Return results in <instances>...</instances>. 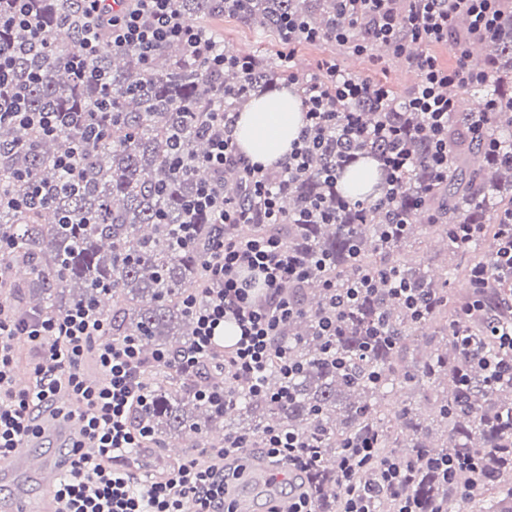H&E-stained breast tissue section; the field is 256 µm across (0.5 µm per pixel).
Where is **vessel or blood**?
<instances>
[{
  "label": "vessel or blood",
  "mask_w": 512,
  "mask_h": 512,
  "mask_svg": "<svg viewBox=\"0 0 512 512\" xmlns=\"http://www.w3.org/2000/svg\"><path fill=\"white\" fill-rule=\"evenodd\" d=\"M41 438L56 441L63 446H71L80 434L76 419H61L51 414L39 418ZM68 460L54 461L39 455L19 453L0 458V474L7 477L18 476L20 471L38 472L46 491L38 502H31L24 494H17L6 503V512H56L55 492Z\"/></svg>",
  "instance_id": "vessel-or-blood-1"
}]
</instances>
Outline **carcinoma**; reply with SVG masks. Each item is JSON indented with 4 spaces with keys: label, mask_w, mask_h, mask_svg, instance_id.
<instances>
[{
    "label": "carcinoma",
    "mask_w": 512,
    "mask_h": 512,
    "mask_svg": "<svg viewBox=\"0 0 512 512\" xmlns=\"http://www.w3.org/2000/svg\"><path fill=\"white\" fill-rule=\"evenodd\" d=\"M11 4L0 0V52L15 54V78L0 83V101L22 95L30 111L64 116L63 128L51 137L25 124L0 123V234L12 245L0 263L27 271V278L5 284L17 299L16 311H58L79 301L98 309L107 298L112 301V342L134 338L154 351H178L194 336V320L183 303L186 286L205 287L204 257L215 236L241 237L238 225L223 227L204 215L193 240L178 241L180 224L187 221L186 201L200 183L212 179L196 167L209 143L206 115L244 106L241 98L224 95L233 85L231 72L206 68L175 41L149 61L132 48L106 46L90 63L105 73V93L97 81L74 73L72 0H32L34 22L52 40L35 56L19 51L30 32L6 24ZM176 7L185 20L201 25L218 48L220 41L209 27L217 16L277 37L289 14L328 33L336 28L335 0H245L241 5L177 0ZM477 44L484 46L493 77L486 98L498 107L478 135L470 130L469 113L448 116L447 175L435 177L430 133L422 128L421 117L399 107L400 98L380 109L342 103L339 112L362 110L373 123L401 128L415 163L394 200L361 209L343 206L336 184L317 174L328 166L318 157L313 173L290 184L288 210L298 212L322 199L335 208L336 223L252 225V233L279 236L304 258L328 257L324 271L288 286L301 313L283 327L281 341L299 371L289 379L274 365L268 372L276 378L274 390L287 388L288 398L278 401L235 389L228 407L217 413L195 397L208 368L193 376L177 371L162 385L158 378L165 368L149 364V395L135 420L151 428L152 446H161L168 431L191 435L194 448L209 444L219 427L247 435L255 444L269 427L296 433L320 449V463L306 476L316 512H336L343 493L337 459L355 440L372 436L378 457L412 463L404 492L423 512L437 503L461 501L464 491L469 501L512 512V382L488 385L484 372L459 351L456 320L471 295L447 290L448 277L468 280L481 267L489 277L490 287L483 292L488 316L509 321L502 301L512 290L497 285L495 252L484 249L482 238L465 245L452 242L450 229L483 224L484 235L493 238L498 214L512 209V162L504 158L512 150V0L503 3L497 31ZM278 77L277 66L254 60L253 84H270ZM89 123L102 134L87 144L72 176L59 168L58 160L73 152ZM483 139L497 141L498 153L482 147ZM34 186L49 189L45 201L23 205ZM395 209L407 227L389 238L384 230ZM421 213L424 224L416 223ZM421 230L446 245L447 262L439 276L422 263L401 260ZM464 253L470 259L462 268L456 260ZM386 266L427 298L422 314H412L379 280L374 294L337 317L336 335H320L318 316L328 308L321 281L333 279L340 286L361 270L377 273ZM380 323L389 341L366 348L364 342ZM423 329L430 330L423 339L433 351L409 360L407 345ZM465 329L488 353L498 352L495 338L483 335V319H472ZM427 383L434 392L430 414L404 403L394 418L381 417L394 390ZM459 453L480 459L483 472L461 474L447 484L426 464L429 458Z\"/></svg>",
    "instance_id": "carcinoma-1"
}]
</instances>
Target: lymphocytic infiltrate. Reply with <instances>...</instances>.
Instances as JSON below:
<instances>
[{"label": "lymphocytic infiltrate", "instance_id": "obj_1", "mask_svg": "<svg viewBox=\"0 0 512 512\" xmlns=\"http://www.w3.org/2000/svg\"><path fill=\"white\" fill-rule=\"evenodd\" d=\"M502 0H336V12L344 23L333 33L337 45L358 55L372 45L389 46L394 55L406 58L418 73L416 87L404 101L409 112L424 115L433 132L430 156L436 174L448 171V116L455 101L444 93L447 86L472 87L487 83L488 70L470 63L471 39L496 31ZM79 22L75 69L88 78L96 71L87 64L104 47H130L142 58H150L164 44L181 42L191 53L203 55L217 68H233L240 74L239 92L250 86L254 60L215 51L196 26L185 22L175 0H77ZM447 45L455 66H444L431 51ZM289 84L300 87L305 126L294 143L287 162L274 169L239 162L231 136L230 113L216 112L213 133L201 167L223 173L236 164L250 208L221 197L217 187L201 184L188 212H212L216 223L245 224L251 211H259L265 223L284 224L288 211L282 205L291 181L307 175L313 153L330 142L353 145L363 139L392 144L378 154L396 190L403 171L413 157L402 144L401 130L392 124L369 123L362 112L337 111V104L369 100L381 105L393 95L383 81H370L346 73L337 57L318 61L316 70L304 80L289 76ZM326 267L325 258L302 260L280 238L262 234L239 241L215 242L205 261L209 288L204 297L189 294L184 305L196 328L185 350L176 355L155 353L156 361L171 363L190 372L218 363L226 377L262 393L267 389L265 372L277 365L284 377L297 371L279 335L298 306L284 291L286 283L303 281ZM240 330L230 350H222L217 331L225 321ZM501 356L489 358L464 348L487 372L488 382L512 379V327L494 326ZM107 320L95 308L76 303L57 314L16 315L0 301V456L16 453L35 436V410L54 393L71 398L73 416L83 422V434L73 445L75 456L57 490V512H238L229 492V482L244 474L249 450H256L268 463L280 466L282 474L309 472L318 461L317 449L298 436L268 430L261 446L250 438L230 436L222 446L206 449L205 460L195 458L169 463L141 480L135 467L145 446L146 433L134 426L132 409L143 398V359L135 340L121 344L107 341ZM25 338L40 348L45 362L38 365L27 386L15 381V342ZM95 349L102 379L87 380L81 369L83 356ZM376 450L370 441L346 448L338 466L344 477L346 496L342 512H376L371 486L360 483V473L373 465Z\"/></svg>", "mask_w": 512, "mask_h": 512}]
</instances>
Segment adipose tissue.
Instances as JSON below:
<instances>
[{"instance_id": "1", "label": "adipose tissue", "mask_w": 512, "mask_h": 512, "mask_svg": "<svg viewBox=\"0 0 512 512\" xmlns=\"http://www.w3.org/2000/svg\"><path fill=\"white\" fill-rule=\"evenodd\" d=\"M304 125L301 101L292 90L283 88L253 98L237 113L232 126L237 155L246 163L266 168L283 164ZM337 188L354 200L377 194L376 162L359 160L342 172Z\"/></svg>"}]
</instances>
